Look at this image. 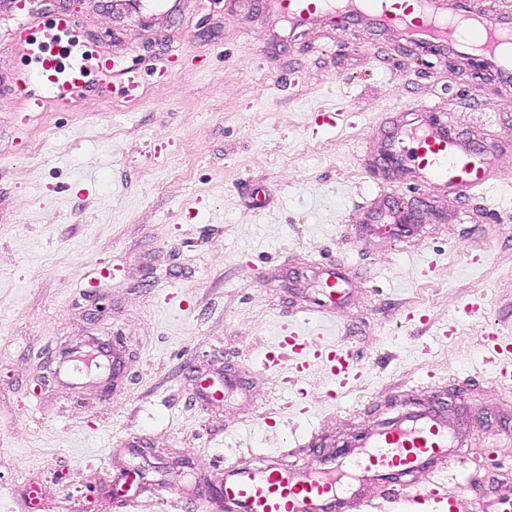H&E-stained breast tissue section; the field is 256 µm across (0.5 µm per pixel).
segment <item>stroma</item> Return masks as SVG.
Here are the masks:
<instances>
[{
	"instance_id": "stroma-1",
	"label": "stroma",
	"mask_w": 512,
	"mask_h": 512,
	"mask_svg": "<svg viewBox=\"0 0 512 512\" xmlns=\"http://www.w3.org/2000/svg\"><path fill=\"white\" fill-rule=\"evenodd\" d=\"M71 11L99 49L138 65L139 98L96 74L72 106L22 111L35 86L0 90V512H124L112 485L140 472L135 512H165L156 490L185 489L177 512H224L196 500L225 460L276 453L320 425L354 441L392 416L389 400L423 397L427 372L465 397L470 455L512 418L482 354L486 324L512 338V91L476 77L453 51L414 50L352 21L291 29L259 0H179L174 11H114L108 0H35L38 21ZM344 124L313 132L318 112ZM430 106L481 144L510 143L506 179L487 202L396 190L425 236L398 247L368 200L386 114ZM265 196L254 209V194ZM348 267L352 288L322 340L354 352L363 375L330 398L311 363L305 399L257 366L283 327L303 325L319 268ZM486 317L438 331L457 306ZM425 312L429 323L406 321ZM121 344L112 392L64 383V353ZM233 370L243 391L197 398ZM308 413H301V406Z\"/></svg>"
}]
</instances>
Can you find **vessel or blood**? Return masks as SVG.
I'll return each mask as SVG.
<instances>
[{
  "instance_id": "obj_1",
  "label": "vessel or blood",
  "mask_w": 512,
  "mask_h": 512,
  "mask_svg": "<svg viewBox=\"0 0 512 512\" xmlns=\"http://www.w3.org/2000/svg\"><path fill=\"white\" fill-rule=\"evenodd\" d=\"M287 15L294 27L328 17L363 21L370 27L402 36L407 43L446 47L448 42L470 49L475 61L492 72L501 88L512 89V8L499 0H414L411 9L398 13L389 0H269ZM68 12H58L46 40L34 55L29 78H16L18 87L35 80L58 103H68L84 84L89 71H108L111 59L92 50L67 70L58 67L55 48L62 34L71 31ZM408 128L404 115H395L385 131L381 167L374 178L381 212H388L393 188L433 189L459 197L483 195L503 179L497 161L501 147L475 142L449 121L432 112L416 116ZM320 295L313 312L316 321L331 318L346 294V272L329 262L320 271ZM481 345L495 368L500 385L512 384V339L486 327ZM321 362L333 384L330 397L362 375L352 350L339 342H320L298 328L286 329L258 359L265 370L286 369V383L298 387L312 361ZM464 414L449 413L428 400L397 416L345 448L321 456L318 463L303 460L308 434L294 436L287 453L290 466L270 459L258 464L237 462L224 469L220 495L225 512H389L392 505L409 501L429 503L433 512H457L458 498L471 497L473 512H512V488L490 490L489 473L468 465ZM430 477L427 485L416 475Z\"/></svg>"
}]
</instances>
